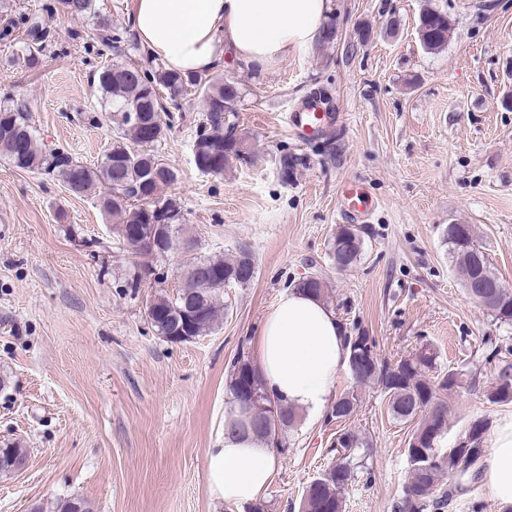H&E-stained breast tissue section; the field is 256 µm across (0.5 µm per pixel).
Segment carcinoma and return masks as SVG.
<instances>
[{"mask_svg":"<svg viewBox=\"0 0 512 512\" xmlns=\"http://www.w3.org/2000/svg\"><path fill=\"white\" fill-rule=\"evenodd\" d=\"M64 10L74 18L93 13V0H60ZM97 27L103 38L113 43L122 41V32L113 26L107 16H96ZM452 23L448 13L433 8L424 9L418 17L417 33L424 49L435 52L448 44ZM45 31L39 18L27 20L25 56L28 65L39 63ZM97 86L101 99L115 113L117 137L113 140L106 157L109 163L85 165L70 154L51 149L39 141L35 130L28 123L24 104L0 107V157L21 170L42 169L48 174L63 172L70 182L69 190L85 194L100 185L107 192L100 196L101 210L112 217L119 240H124L131 225L145 228L154 224L174 225V240L170 250L188 242L197 246L195 236L184 227L182 200L175 194L165 195L162 190L177 181V172L156 155L142 149L146 145L142 124L127 116L139 110L146 116L161 119L166 111L160 102V91L175 103L191 90L199 92L206 104V123L194 141L196 167L208 174H222L235 158L248 161L244 140L235 134V126L226 113L235 111L240 99V89L231 80H213L201 76H187L168 70L161 64L139 67L130 63H113L98 72ZM307 165L302 154L283 151L278 157V169L283 181L296 174L298 167ZM468 236L464 241L453 239V225L445 230V239L451 254L456 256V274L469 297L479 294V289L468 287L475 243L474 225H466ZM363 239L360 230L347 225L336 229L330 253L336 268L347 270L362 254ZM202 263L224 269V280L214 281L204 288L198 287L192 270L198 263L186 265L185 276L176 295H157L149 301L160 315H172L184 307L185 300L196 303L191 314L185 338L191 342L214 329L219 322L224 288L230 284L244 287L255 277V265L246 251L233 257H210ZM293 287L319 298H324L328 286L319 276L307 282L303 279ZM493 319L501 324L512 325V290L500 289L496 302L485 307ZM350 352L349 372L353 381L350 389L336 399L330 417L343 420L351 417L360 402L358 388L376 384L388 396V409L392 416L414 422L415 427L408 440L406 454L410 465L409 481L404 497L398 505L399 512H436L448 505V492L436 496L442 481L450 474L465 473L482 452L487 423L475 420L469 424L456 446L442 453L437 444L448 430V408L442 395L468 384L465 374L449 371L441 380L433 381L426 376L436 360L430 345H423L417 352L395 363L378 358L374 339L358 328L346 332ZM231 408L238 409L239 418L231 422L234 431H252L271 444L277 443L279 434L293 425L297 418L295 409L271 399L262 380L254 369L249 353L240 350L233 360L228 374ZM493 403L512 402V363L500 358V366L494 382L487 392ZM334 463L304 489L299 512H343V492L354 476L356 451L364 447L363 440L352 430H343L339 437ZM54 512H92L88 502L76 498L56 503Z\"/></svg>","mask_w":512,"mask_h":512,"instance_id":"carcinoma-1","label":"carcinoma"}]
</instances>
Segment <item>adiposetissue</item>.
Listing matches in <instances>:
<instances>
[{
  "label": "adipose tissue",
  "instance_id": "1",
  "mask_svg": "<svg viewBox=\"0 0 512 512\" xmlns=\"http://www.w3.org/2000/svg\"><path fill=\"white\" fill-rule=\"evenodd\" d=\"M330 0H130L140 46L165 67L200 74L232 59L265 71L290 53L323 40ZM252 362L271 397L315 413L331 399L349 366L344 329L310 294H281L252 342ZM270 444L224 432L209 449L206 479L218 500L260 499L276 468ZM493 500L512 506V419L495 429L483 472Z\"/></svg>",
  "mask_w": 512,
  "mask_h": 512
}]
</instances>
